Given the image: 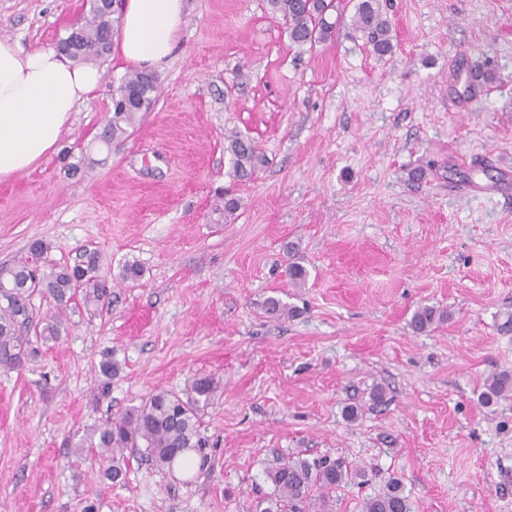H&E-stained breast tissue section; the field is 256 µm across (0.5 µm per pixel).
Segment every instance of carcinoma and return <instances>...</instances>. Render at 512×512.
Returning a JSON list of instances; mask_svg holds the SVG:
<instances>
[{"label": "carcinoma", "instance_id": "carcinoma-1", "mask_svg": "<svg viewBox=\"0 0 512 512\" xmlns=\"http://www.w3.org/2000/svg\"><path fill=\"white\" fill-rule=\"evenodd\" d=\"M269 10L284 20L288 38L298 47L314 46L331 38L335 23L328 16L336 10L335 0H267ZM119 18L113 13L89 2L84 23L68 38L76 41L78 53L74 59L94 64L111 52L112 36ZM355 29L363 34L372 52L384 57L393 51L390 24L379 9L377 0H359L355 5ZM159 87V78L153 72L135 71L122 80L112 97V116L107 120L101 141L108 145L127 134L151 111ZM226 150L232 155L235 176L250 179L263 162L254 142L239 132L225 136ZM49 245L40 239L32 241L27 254L12 266L0 270V369L14 370L37 353L33 339L46 340L60 335L59 316L53 315L41 322L34 321L31 299L39 294L51 299L58 312H65L76 296L84 305H105L108 298L106 280L99 275L101 255L85 249L79 261L72 265L46 267ZM286 275L295 287L306 284L308 271L298 261L288 264ZM264 313L277 320L292 318L297 311L276 297L267 298L262 305ZM447 318V314L433 306H420L411 319L416 332H427ZM119 365L107 353L99 363V374L108 385ZM220 381L211 376L199 377L186 385L180 393L164 388L152 390L142 403L123 415L106 421L92 430L85 443L95 449L99 459L108 463L104 479L119 483L123 469L115 451L134 448L152 466L171 471L179 465L190 468V461L182 456L206 447L200 434L201 414L213 404ZM512 391V378L506 374L487 380L482 393L484 404L491 405ZM266 478L273 486L274 498L288 503L294 512H303L309 506L316 512H335L332 492L364 476V471L343 457L323 456L311 461L305 458L278 457L269 464ZM363 512H411L409 497L402 481L391 478L386 491L364 500Z\"/></svg>", "mask_w": 512, "mask_h": 512}]
</instances>
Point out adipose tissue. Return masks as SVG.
Instances as JSON below:
<instances>
[{
  "instance_id": "obj_1",
  "label": "adipose tissue",
  "mask_w": 512,
  "mask_h": 512,
  "mask_svg": "<svg viewBox=\"0 0 512 512\" xmlns=\"http://www.w3.org/2000/svg\"><path fill=\"white\" fill-rule=\"evenodd\" d=\"M182 0H127L112 57L157 64L173 51ZM101 69L65 61L51 48L24 52L0 41V179L54 153L66 124L97 88Z\"/></svg>"
}]
</instances>
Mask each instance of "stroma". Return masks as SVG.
I'll use <instances>...</instances> for the list:
<instances>
[{
  "label": "stroma",
  "instance_id": "stroma-1",
  "mask_svg": "<svg viewBox=\"0 0 512 512\" xmlns=\"http://www.w3.org/2000/svg\"><path fill=\"white\" fill-rule=\"evenodd\" d=\"M379 4L394 44L381 59L352 27V0L331 14L333 39L300 49L266 0H184L140 124L99 144L133 70L107 63L59 150L0 181V267L33 239L53 265L89 247L111 292L96 313L71 306L35 359L0 369V512H257L278 454L364 467L336 512H362L392 477L413 512H512V396L480 399L491 375H512L500 329L512 193L463 191L512 171V0ZM84 12V0H0V40L56 46ZM231 132L265 158L250 180L234 176ZM292 243L300 288L285 275ZM128 262L138 280H121ZM270 296L298 316L266 318ZM422 305L447 320L413 332ZM106 351L120 370L105 388ZM208 375L223 389L201 419L205 469L161 471L130 448L123 483L101 479L79 449L87 433Z\"/></svg>",
  "mask_w": 512,
  "mask_h": 512
}]
</instances>
